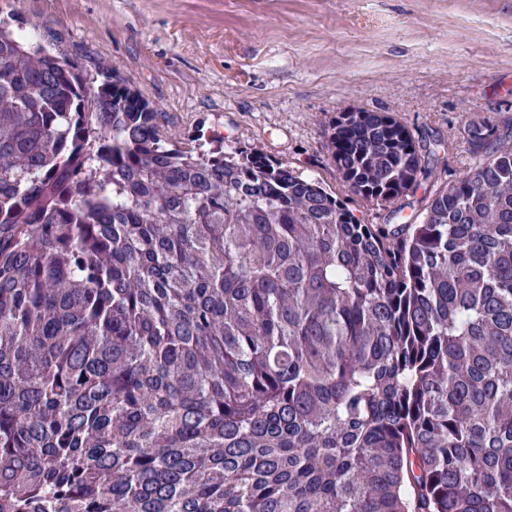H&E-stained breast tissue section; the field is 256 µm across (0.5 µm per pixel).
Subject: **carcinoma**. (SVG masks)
<instances>
[{
	"mask_svg": "<svg viewBox=\"0 0 512 512\" xmlns=\"http://www.w3.org/2000/svg\"><path fill=\"white\" fill-rule=\"evenodd\" d=\"M340 112L364 224L0 20V512H512V145Z\"/></svg>",
	"mask_w": 512,
	"mask_h": 512,
	"instance_id": "1",
	"label": "carcinoma"
}]
</instances>
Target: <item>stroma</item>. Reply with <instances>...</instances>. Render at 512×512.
I'll list each match as a JSON object with an SVG mask.
<instances>
[{"label": "stroma", "instance_id": "1", "mask_svg": "<svg viewBox=\"0 0 512 512\" xmlns=\"http://www.w3.org/2000/svg\"><path fill=\"white\" fill-rule=\"evenodd\" d=\"M24 30L88 72L117 71L170 127L262 145L368 223L327 132L347 108L389 112L438 144L436 184L475 162L488 118L512 135V0H0Z\"/></svg>", "mask_w": 512, "mask_h": 512}]
</instances>
